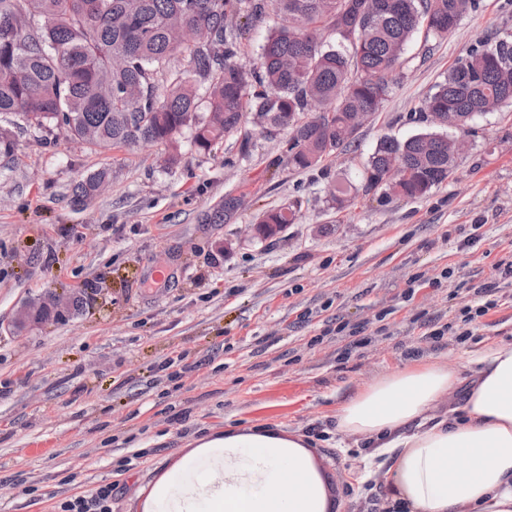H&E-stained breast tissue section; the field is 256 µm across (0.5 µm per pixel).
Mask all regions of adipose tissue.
Returning <instances> with one entry per match:
<instances>
[{"instance_id": "adipose-tissue-1", "label": "adipose tissue", "mask_w": 512, "mask_h": 512, "mask_svg": "<svg viewBox=\"0 0 512 512\" xmlns=\"http://www.w3.org/2000/svg\"><path fill=\"white\" fill-rule=\"evenodd\" d=\"M337 431L369 442L365 478L393 512H512V342L463 368L420 359L345 397ZM307 438L271 427L205 434L150 486L142 512H332Z\"/></svg>"}]
</instances>
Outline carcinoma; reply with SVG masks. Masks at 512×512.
<instances>
[{
  "mask_svg": "<svg viewBox=\"0 0 512 512\" xmlns=\"http://www.w3.org/2000/svg\"><path fill=\"white\" fill-rule=\"evenodd\" d=\"M274 2L288 25L270 32L248 68L227 20L264 13L265 0H0V121L16 128L18 117L103 148L163 144L173 164L183 131L210 152L250 115L263 133L288 131V163L308 169L355 145L354 118L379 111L419 29L446 36L479 8V0ZM499 101L512 104V35L459 58L418 108L419 121L451 112L465 134ZM394 164L402 177L389 174ZM452 173L448 135L428 126L404 141L383 138L363 189L415 199ZM105 184L103 172L87 176L74 203ZM296 219L287 207L260 223Z\"/></svg>",
  "mask_w": 512,
  "mask_h": 512,
  "instance_id": "cac0c4a2",
  "label": "carcinoma"
}]
</instances>
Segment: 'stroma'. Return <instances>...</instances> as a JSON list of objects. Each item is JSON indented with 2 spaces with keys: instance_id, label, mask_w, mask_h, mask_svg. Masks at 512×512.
<instances>
[{
  "instance_id": "obj_1",
  "label": "stroma",
  "mask_w": 512,
  "mask_h": 512,
  "mask_svg": "<svg viewBox=\"0 0 512 512\" xmlns=\"http://www.w3.org/2000/svg\"><path fill=\"white\" fill-rule=\"evenodd\" d=\"M282 22L271 9L236 19L240 62L253 65ZM490 32L512 35V0H480L448 36L417 35L357 151L306 170L289 165L287 132L255 127L209 153L183 133L173 165L165 146L16 134L0 156V512H60L104 485L112 512H141L142 488L229 426L306 434L342 512H385L386 489L359 479L370 450L337 434L336 408L411 359L456 367L512 341V286L467 340L422 328L483 305V285L512 261V106L474 118L468 152L425 197L365 194L361 170L383 136L419 131L414 110ZM102 169V192L74 205V187ZM333 183L351 187L345 208ZM229 198L235 210L209 223ZM279 207L296 223L250 238ZM69 292L84 297L76 314L16 332L23 304Z\"/></svg>"
}]
</instances>
